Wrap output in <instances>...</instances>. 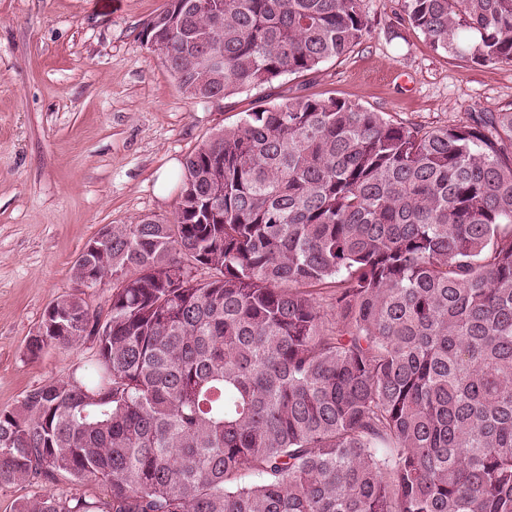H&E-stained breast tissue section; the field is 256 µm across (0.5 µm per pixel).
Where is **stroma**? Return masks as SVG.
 I'll use <instances>...</instances> for the list:
<instances>
[{
	"label": "stroma",
	"instance_id": "obj_1",
	"mask_svg": "<svg viewBox=\"0 0 512 512\" xmlns=\"http://www.w3.org/2000/svg\"><path fill=\"white\" fill-rule=\"evenodd\" d=\"M167 0H0V412L80 376L94 344H27L46 308L76 292L72 266L106 226L171 214L160 173L257 101L337 97L425 128L512 111V64L433 50L401 0H364L370 29L318 72L284 74L217 104L188 99L142 37Z\"/></svg>",
	"mask_w": 512,
	"mask_h": 512
}]
</instances>
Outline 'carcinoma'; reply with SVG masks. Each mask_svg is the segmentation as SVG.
<instances>
[{
	"label": "carcinoma",
	"mask_w": 512,
	"mask_h": 512,
	"mask_svg": "<svg viewBox=\"0 0 512 512\" xmlns=\"http://www.w3.org/2000/svg\"><path fill=\"white\" fill-rule=\"evenodd\" d=\"M435 50L512 64V0H404ZM363 0H167L143 24L191 100L313 73ZM224 66L201 70L196 57ZM28 344L88 372L0 412V485L112 512H512V111L407 126L260 104L186 157L171 217L105 228ZM16 512H95L45 490ZM46 489L58 491H70L83 494L91 501L99 505L97 512H108L107 503L110 501L109 493L103 485L97 482L78 483L60 477L58 483H22L12 484L0 487V512H15L16 504L23 498H27L36 493H42Z\"/></svg>",
	"instance_id": "cac0c4a2"
}]
</instances>
